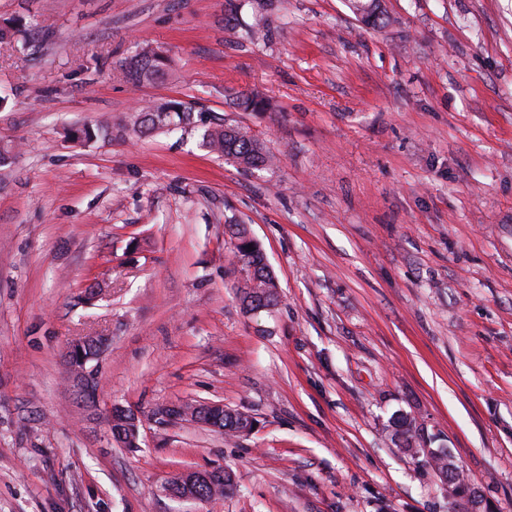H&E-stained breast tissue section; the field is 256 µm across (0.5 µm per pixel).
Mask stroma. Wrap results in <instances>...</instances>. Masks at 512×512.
<instances>
[{
  "mask_svg": "<svg viewBox=\"0 0 512 512\" xmlns=\"http://www.w3.org/2000/svg\"><path fill=\"white\" fill-rule=\"evenodd\" d=\"M0 0L53 35L0 47V512H452L396 447V413L445 446L489 512H512V0ZM266 11L264 40L248 34ZM169 75L115 68L142 43ZM260 93L271 110L244 112ZM149 99L245 127L248 170L199 130L74 143ZM279 283L238 298L226 221ZM106 337L94 389L70 345ZM220 402L229 441L162 404ZM141 420L112 441L110 411ZM228 469L185 501L182 471ZM68 135L76 141H93V140H111L112 138V124L104 122H95L94 124H87L81 129L67 130ZM222 480H224L223 483H221ZM232 487V474L224 469H220L209 483L206 482L198 486L197 495L199 500L210 499L217 495L224 496Z\"/></svg>",
  "mask_w": 512,
  "mask_h": 512,
  "instance_id": "stroma-1",
  "label": "stroma"
}]
</instances>
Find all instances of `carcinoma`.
<instances>
[{
	"mask_svg": "<svg viewBox=\"0 0 512 512\" xmlns=\"http://www.w3.org/2000/svg\"><path fill=\"white\" fill-rule=\"evenodd\" d=\"M353 12L367 25H376L379 19V0H350ZM51 27L42 19L25 22L21 19L0 24V44H9L16 37L26 43L35 37L48 38ZM169 58L157 47L145 45L139 51L119 62L118 69L127 80L134 83L156 82L166 77ZM237 107L244 112H264L268 109L265 100L253 94L238 98ZM195 127L192 107L179 100L152 102L128 113L121 124V130L134 135H143L171 128L191 129ZM68 135L76 141L110 140L112 124L96 122L80 129L68 130ZM202 144L209 153L218 157H230L247 169H263L274 164L275 157L264 144L239 126H226L216 123L205 127ZM233 259L245 275L244 286L240 289L239 300L250 311H260L271 306L277 299L278 282L273 272L264 264L265 255L258 242L234 245ZM392 423L397 425L395 436L399 446L417 462L430 467L439 474L448 471V454L436 449L431 455L423 453L420 441L410 443L401 438L407 426L416 423L406 414L396 415ZM233 487L232 474L224 469L214 475L210 482L198 486V498L210 499L224 495Z\"/></svg>",
	"mask_w": 512,
	"mask_h": 512,
	"instance_id": "obj_1",
	"label": "carcinoma"
}]
</instances>
